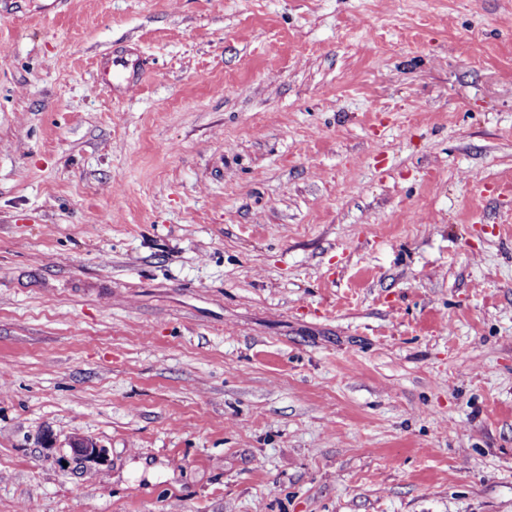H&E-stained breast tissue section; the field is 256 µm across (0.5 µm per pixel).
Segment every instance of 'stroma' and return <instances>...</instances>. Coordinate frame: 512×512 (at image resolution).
Returning a JSON list of instances; mask_svg holds the SVG:
<instances>
[{
  "instance_id": "1",
  "label": "stroma",
  "mask_w": 512,
  "mask_h": 512,
  "mask_svg": "<svg viewBox=\"0 0 512 512\" xmlns=\"http://www.w3.org/2000/svg\"><path fill=\"white\" fill-rule=\"evenodd\" d=\"M0 512H512V0H0ZM141 65L135 66L122 54H113L112 58L101 60L97 79L92 83L91 92H97L100 88L108 86L114 90L130 92L140 83Z\"/></svg>"
}]
</instances>
